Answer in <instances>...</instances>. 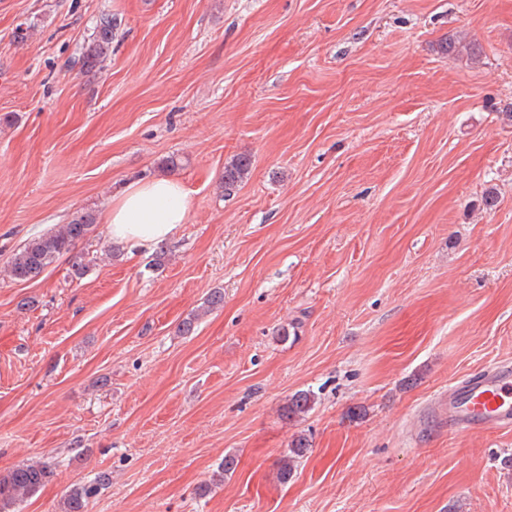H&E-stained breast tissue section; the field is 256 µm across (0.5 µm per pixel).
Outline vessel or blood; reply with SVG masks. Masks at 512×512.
<instances>
[{
    "instance_id": "vessel-or-blood-1",
    "label": "vessel or blood",
    "mask_w": 512,
    "mask_h": 512,
    "mask_svg": "<svg viewBox=\"0 0 512 512\" xmlns=\"http://www.w3.org/2000/svg\"><path fill=\"white\" fill-rule=\"evenodd\" d=\"M431 415L450 430L482 436L512 426V366L502 364L449 386Z\"/></svg>"
}]
</instances>
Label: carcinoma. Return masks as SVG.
<instances>
[{"label":"carcinoma","instance_id":"cac0c4a2","mask_svg":"<svg viewBox=\"0 0 512 512\" xmlns=\"http://www.w3.org/2000/svg\"><path fill=\"white\" fill-rule=\"evenodd\" d=\"M114 22L105 17L96 25L93 33L82 47L83 63L89 66L102 65L112 45ZM247 155L238 156L224 167V189L231 191L242 181L250 168ZM96 224V214L92 211L81 212L70 223L59 229L30 238L13 253L8 261V270L12 279L28 281L39 276L47 267L64 255L73 252L76 244L85 239ZM315 404V394L309 390L298 391L288 399L284 414L298 417L307 414ZM308 441L304 438L293 440L289 455L280 460L279 476L284 482L292 476L295 459L304 455ZM55 476V467L46 462L18 465L0 473V512H16V505L34 495ZM109 483L106 473L99 474L94 482L71 484L63 500V512H87L89 500L95 497L99 489Z\"/></svg>","mask_w":512,"mask_h":512}]
</instances>
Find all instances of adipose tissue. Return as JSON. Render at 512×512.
Instances as JSON below:
<instances>
[{
	"label": "adipose tissue",
	"mask_w": 512,
	"mask_h": 512,
	"mask_svg": "<svg viewBox=\"0 0 512 512\" xmlns=\"http://www.w3.org/2000/svg\"><path fill=\"white\" fill-rule=\"evenodd\" d=\"M191 208L185 185L172 178H151L128 184L107 216L113 243L134 249L169 239L186 223Z\"/></svg>",
	"instance_id": "ef3b65f1"
}]
</instances>
